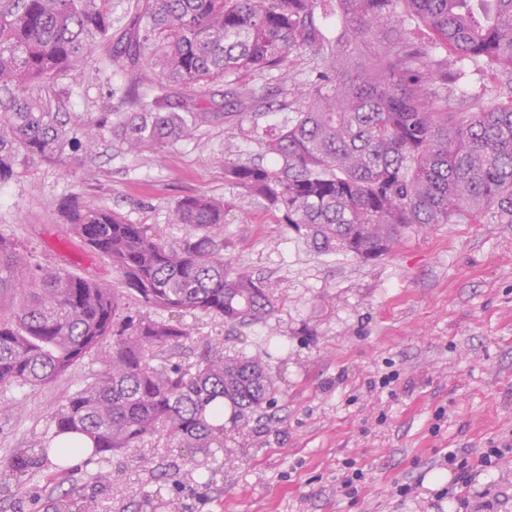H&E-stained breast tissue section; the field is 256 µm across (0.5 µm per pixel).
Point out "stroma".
Masks as SVG:
<instances>
[{"instance_id": "obj_1", "label": "stroma", "mask_w": 512, "mask_h": 512, "mask_svg": "<svg viewBox=\"0 0 512 512\" xmlns=\"http://www.w3.org/2000/svg\"><path fill=\"white\" fill-rule=\"evenodd\" d=\"M311 67L307 54H291L265 81L259 111L232 106L164 151L132 154L106 140L82 164L34 159L0 185V236L24 241L46 266L109 286L116 271L69 233L63 198L148 225L172 245L186 233L169 221L176 199L202 192L232 201L214 235L233 267L263 280L275 311L234 329L186 315L190 339L171 358L191 363L198 342L215 337L249 355L267 350L268 337L282 343L269 361L274 403L225 419L216 458L159 434L113 455L103 487L83 462L61 475L45 465L5 501L7 512H54L65 491L95 496L100 512H168L172 500L178 512H458L447 494L456 477L449 452L512 438V224L411 229L366 262L340 247L319 251L228 182L225 165L264 158L267 131L287 123L282 104ZM100 368L87 356L48 385L0 389V457L39 447L63 396ZM388 373L395 380L382 385ZM349 462L367 475L355 498L339 487ZM404 484L412 491L402 497ZM462 494L467 512H485L488 500L492 512H512V460L475 469Z\"/></svg>"}]
</instances>
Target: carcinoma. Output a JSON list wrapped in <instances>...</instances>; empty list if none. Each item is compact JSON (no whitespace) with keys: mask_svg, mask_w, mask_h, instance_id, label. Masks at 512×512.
Wrapping results in <instances>:
<instances>
[{"mask_svg":"<svg viewBox=\"0 0 512 512\" xmlns=\"http://www.w3.org/2000/svg\"><path fill=\"white\" fill-rule=\"evenodd\" d=\"M0 0V184L29 160L80 164L105 135L132 153L160 151L221 107L173 103V86L227 79V94L255 108L264 78L292 53L312 68L295 113L265 141L272 162L225 169L241 194L261 199L319 248L341 245L370 259L411 226L454 217L512 224V0ZM336 17V32L323 20ZM99 46L104 110L71 111L70 89ZM148 61L154 76L142 78ZM496 72V86L467 91L463 65ZM233 204L204 193L177 199L173 247L144 224L69 196L59 211L70 231L112 262L111 288L31 261L0 236V387L44 385L99 352L102 371L55 410L59 447L0 460V478L31 479L50 456L66 461L92 441V479L110 478V455L160 432L196 448L224 447V403L269 407L278 392L260 355H226L205 344L188 365L155 363L190 336L184 313L231 326L265 320V285L224 259L210 235ZM132 298L144 310L124 313ZM95 512L63 496L58 512Z\"/></svg>","mask_w":512,"mask_h":512,"instance_id":"1","label":"carcinoma"}]
</instances>
